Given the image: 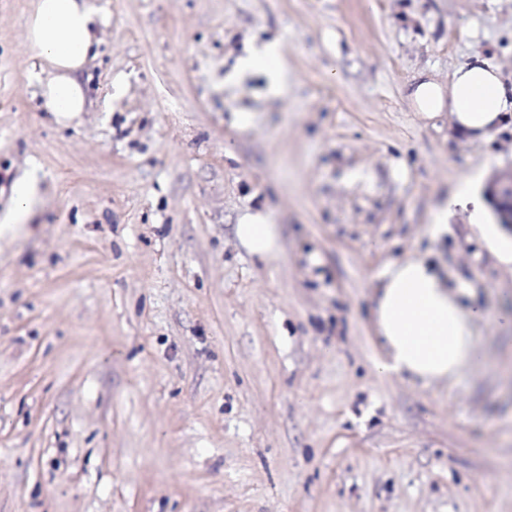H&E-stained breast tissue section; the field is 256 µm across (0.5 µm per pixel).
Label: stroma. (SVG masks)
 Segmentation results:
<instances>
[{"mask_svg":"<svg viewBox=\"0 0 512 512\" xmlns=\"http://www.w3.org/2000/svg\"><path fill=\"white\" fill-rule=\"evenodd\" d=\"M91 2L62 124L36 0H0V512H512V272L471 207L430 236L512 174V111L474 142L411 98L477 55L511 86L512 0ZM270 42L276 89L239 68ZM419 253L483 313L445 383L377 368L378 275ZM236 236L250 253L272 259L278 252V229L261 215H249L236 224Z\"/></svg>","mask_w":512,"mask_h":512,"instance_id":"stroma-1","label":"stroma"}]
</instances>
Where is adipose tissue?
<instances>
[{"instance_id":"obj_1","label":"adipose tissue","mask_w":512,"mask_h":512,"mask_svg":"<svg viewBox=\"0 0 512 512\" xmlns=\"http://www.w3.org/2000/svg\"><path fill=\"white\" fill-rule=\"evenodd\" d=\"M103 14L88 0H37L27 23V38L45 62L41 79L43 106L57 120L77 118L87 104V90L75 74L95 57ZM413 99L423 119L448 113L470 140L486 139L512 105V87L482 57L456 69L447 86L420 82ZM236 236L250 253L264 259L278 252V229L264 217L250 215L236 226ZM373 319L382 341L381 372L426 384L456 378L474 352L475 314L461 301L424 256L388 263L380 274Z\"/></svg>"}]
</instances>
